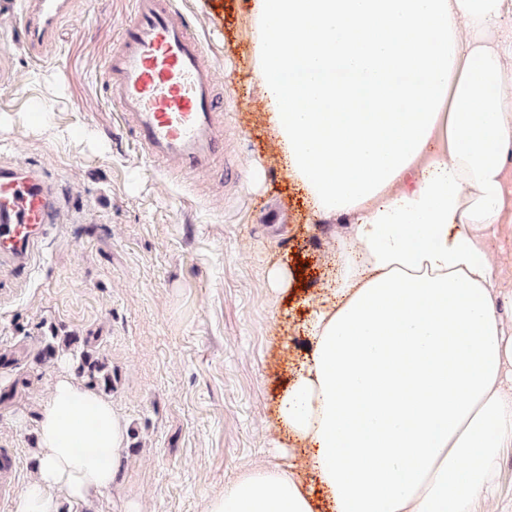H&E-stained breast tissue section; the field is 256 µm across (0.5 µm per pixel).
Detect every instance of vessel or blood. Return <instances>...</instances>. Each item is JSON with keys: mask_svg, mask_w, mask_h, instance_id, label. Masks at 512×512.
Returning a JSON list of instances; mask_svg holds the SVG:
<instances>
[{"mask_svg": "<svg viewBox=\"0 0 512 512\" xmlns=\"http://www.w3.org/2000/svg\"><path fill=\"white\" fill-rule=\"evenodd\" d=\"M41 58L72 0H0ZM132 147L145 159L190 178L224 154V114L201 38L175 0H131L129 21L100 73ZM50 184L33 170L0 168V262L26 265L52 224Z\"/></svg>", "mask_w": 512, "mask_h": 512, "instance_id": "vessel-or-blood-1", "label": "vessel or blood"}]
</instances>
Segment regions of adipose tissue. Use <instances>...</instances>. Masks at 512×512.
<instances>
[{"label": "adipose tissue", "instance_id": "adipose-tissue-1", "mask_svg": "<svg viewBox=\"0 0 512 512\" xmlns=\"http://www.w3.org/2000/svg\"><path fill=\"white\" fill-rule=\"evenodd\" d=\"M254 77L311 208L350 220L279 403L314 476L247 472L207 512H475L512 447V334L482 258L512 179V0H252ZM110 400L60 374L13 512L109 490Z\"/></svg>", "mask_w": 512, "mask_h": 512}]
</instances>
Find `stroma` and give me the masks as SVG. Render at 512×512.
<instances>
[{"label":"stroma","mask_w":512,"mask_h":512,"mask_svg":"<svg viewBox=\"0 0 512 512\" xmlns=\"http://www.w3.org/2000/svg\"><path fill=\"white\" fill-rule=\"evenodd\" d=\"M212 61L225 148L193 179L160 174L126 143L98 81L129 0H73L32 59L0 16V165L40 171L59 212L28 269L0 267V452L13 492L33 471L38 413L62 369L37 358L48 328L97 336L112 405L135 433L111 490L69 512H207L256 468L302 464L277 424L307 349V312L343 220L314 214L278 157L254 79L249 0H176ZM484 255L494 312L512 329V204ZM288 277L277 285V274Z\"/></svg>","instance_id":"35a3bbf8"}]
</instances>
